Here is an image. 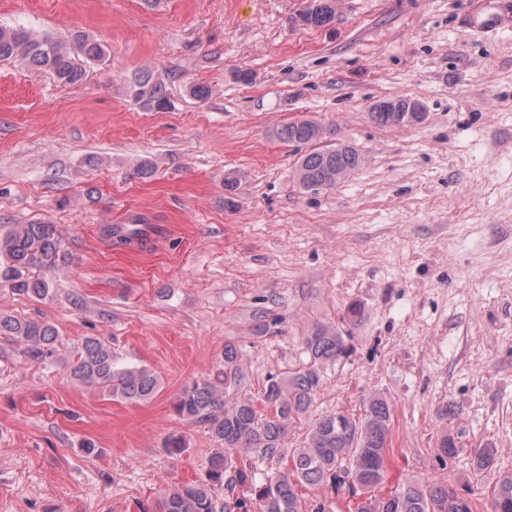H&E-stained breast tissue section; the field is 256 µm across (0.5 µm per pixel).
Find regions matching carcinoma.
Masks as SVG:
<instances>
[{"label": "carcinoma", "instance_id": "obj_1", "mask_svg": "<svg viewBox=\"0 0 512 512\" xmlns=\"http://www.w3.org/2000/svg\"><path fill=\"white\" fill-rule=\"evenodd\" d=\"M336 0H307L302 22L313 27L331 23ZM102 44L86 34L69 42L49 35H36L25 28L0 29V60L16 59L53 74L65 85L83 80L87 66L105 60ZM131 100L147 110L168 106L165 85L148 71L136 74L128 85ZM419 102L410 99L380 101L371 107L370 119L380 126H408L424 120ZM279 140L297 147L331 137L329 129L311 119H301L277 130ZM362 162L352 146L338 143L315 148L300 155L295 178L305 190L319 191L336 186ZM65 241L53 224H13L0 234V283L22 293L46 296L50 274L66 258ZM0 334L23 345L22 354L31 362L43 363L54 355L58 334L49 323L0 318ZM308 362L279 378L270 376L258 398L247 395L235 401L203 381L187 384L174 404L184 420L197 424L218 443L210 459L209 483H185L165 496L156 512H334L333 503L322 497L310 500L302 510L305 490L330 487L336 500L345 501L346 512H472L470 501L448 485L405 478L388 492L383 485L389 467L392 414L387 399L371 396L362 414H324L314 420L304 445L293 449L289 464L247 493L217 504L213 489L224 486V475L237 467L234 452L257 448L274 454L296 423L309 416L321 388L323 367L343 355L347 337L337 326L315 323L303 339ZM71 380L98 388L114 398L145 402L161 389L155 372L145 368H122L112 349L88 337L67 364ZM224 375L238 387L249 381L248 370L233 345L224 347ZM438 456L445 461L458 453L457 437L448 429L437 438ZM478 470L493 468L495 449L486 445L474 450ZM491 512H512V473L498 477L492 492Z\"/></svg>", "mask_w": 512, "mask_h": 512}]
</instances>
